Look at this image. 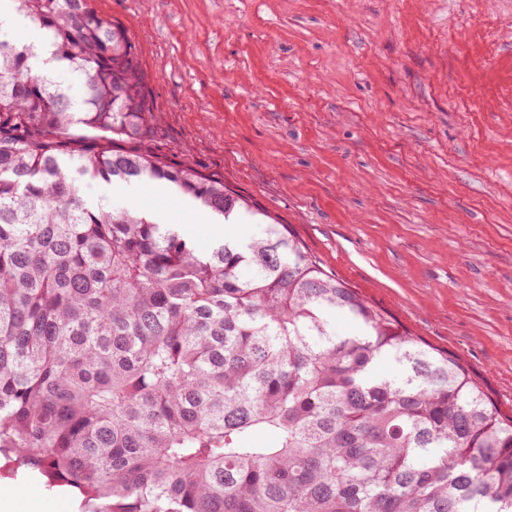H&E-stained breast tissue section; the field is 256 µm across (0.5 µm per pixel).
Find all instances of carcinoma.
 I'll return each instance as SVG.
<instances>
[{
  "label": "carcinoma",
  "mask_w": 512,
  "mask_h": 512,
  "mask_svg": "<svg viewBox=\"0 0 512 512\" xmlns=\"http://www.w3.org/2000/svg\"><path fill=\"white\" fill-rule=\"evenodd\" d=\"M76 99L0 35V455L81 512H512V420L284 224L208 253L85 189L156 181L232 224L224 180L114 149L155 118L90 0H12ZM77 125L100 132L91 142ZM361 327L339 336L331 314ZM391 358L394 376L374 363ZM35 44L38 46L39 53L41 54L42 63L39 64L40 69L44 73H48L50 75L55 76L59 83H61L64 87L68 88L70 94L77 96L80 94L82 88V79L81 77L71 70L59 69V64L56 61H48L51 57L49 53L50 48L46 45L43 46L42 38L38 39ZM45 61H47L45 63Z\"/></svg>",
  "instance_id": "carcinoma-1"
}]
</instances>
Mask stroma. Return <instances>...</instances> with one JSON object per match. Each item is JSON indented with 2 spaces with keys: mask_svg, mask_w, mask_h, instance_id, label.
<instances>
[{
  "mask_svg": "<svg viewBox=\"0 0 512 512\" xmlns=\"http://www.w3.org/2000/svg\"><path fill=\"white\" fill-rule=\"evenodd\" d=\"M157 131L123 150L224 180L512 417V0H91ZM199 250L211 225L145 181Z\"/></svg>",
  "mask_w": 512,
  "mask_h": 512,
  "instance_id": "35a3bbf8",
  "label": "stroma"
}]
</instances>
